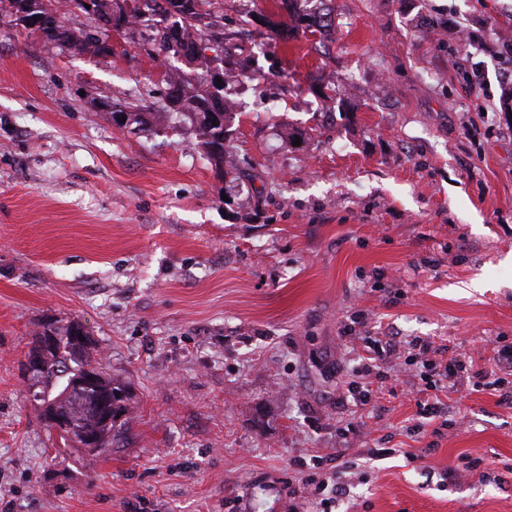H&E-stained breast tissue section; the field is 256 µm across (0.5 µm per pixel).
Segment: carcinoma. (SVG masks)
I'll list each match as a JSON object with an SVG mask.
<instances>
[{"label": "carcinoma", "instance_id": "1", "mask_svg": "<svg viewBox=\"0 0 512 512\" xmlns=\"http://www.w3.org/2000/svg\"><path fill=\"white\" fill-rule=\"evenodd\" d=\"M154 13L165 16L176 15V25L159 27L153 30L151 43L159 54L176 55L195 44H212L224 47V42L232 39V34L224 32L220 11L224 0H147ZM38 0H0V17L15 11L23 12L29 21L37 22ZM292 19L304 25V31L314 36L323 33L331 26V21L323 22L316 14L294 15ZM75 49L81 53L97 55L100 44L106 41V33L96 30L90 24L86 27L65 26ZM210 60L202 56L189 60V67L178 68L166 73L164 82L169 95L180 96L181 107L178 114L189 120L193 132L212 163H224L227 153V136L233 119L234 103L218 89H212L203 72L209 69ZM244 76V66L231 59L224 60V84L239 81ZM146 105L143 100L133 98L112 103L115 112L128 114V124L142 125ZM75 323L56 326L54 333L60 337L56 349L46 355L47 370L35 380L42 390L35 393L39 400L49 399L58 411L68 416L74 425V435L89 432L98 435L100 446L94 453L108 454L112 444L120 438L128 422L130 392L125 382L108 373L100 364L90 360V339L73 344L69 340ZM89 371L98 377V383L80 389H69L77 374ZM101 406L112 407V422L102 423L98 415Z\"/></svg>", "mask_w": 512, "mask_h": 512}]
</instances>
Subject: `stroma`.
<instances>
[{
	"label": "stroma",
	"instance_id": "stroma-1",
	"mask_svg": "<svg viewBox=\"0 0 512 512\" xmlns=\"http://www.w3.org/2000/svg\"><path fill=\"white\" fill-rule=\"evenodd\" d=\"M331 9L320 43L271 36L280 0H224L264 75L225 89L228 173L188 124L99 111L162 105L178 61L144 51L151 19L105 56L0 22V512H292L293 460L377 442L395 456L350 475L335 512H512L498 392L448 393L438 434L410 375L364 405L347 392L363 336L477 368L512 345V0ZM56 321L131 389L109 455L64 447L25 374ZM112 109L114 112H126L128 114V126L132 124L142 125L145 123L144 116L147 113L154 114L153 112H144L145 108H149L150 105H144L143 99L133 98L131 100H123L118 102H111ZM112 112V114L114 113Z\"/></svg>",
	"mask_w": 512,
	"mask_h": 512
}]
</instances>
